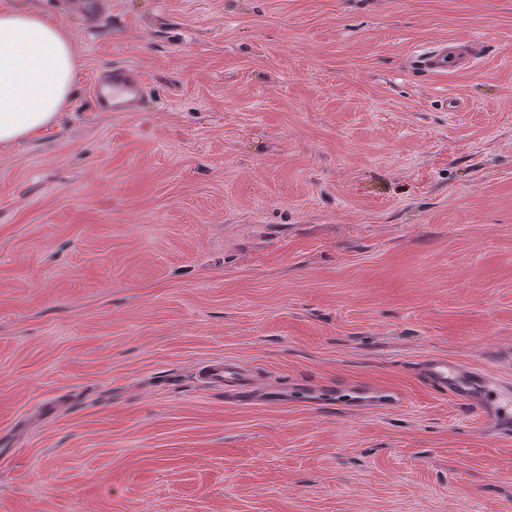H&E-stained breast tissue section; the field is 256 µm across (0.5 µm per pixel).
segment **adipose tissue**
I'll list each match as a JSON object with an SVG mask.
<instances>
[{
  "instance_id": "1",
  "label": "adipose tissue",
  "mask_w": 512,
  "mask_h": 512,
  "mask_svg": "<svg viewBox=\"0 0 512 512\" xmlns=\"http://www.w3.org/2000/svg\"><path fill=\"white\" fill-rule=\"evenodd\" d=\"M76 68L60 23L0 0V149L55 124L69 102Z\"/></svg>"
}]
</instances>
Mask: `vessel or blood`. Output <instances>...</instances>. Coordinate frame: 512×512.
Here are the masks:
<instances>
[{"instance_id": "obj_1", "label": "vessel or blood", "mask_w": 512, "mask_h": 512, "mask_svg": "<svg viewBox=\"0 0 512 512\" xmlns=\"http://www.w3.org/2000/svg\"><path fill=\"white\" fill-rule=\"evenodd\" d=\"M474 58V50L462 51L457 44L450 42L427 48L419 55L418 63L431 74H452L469 68ZM91 90L100 111L134 112L147 95L148 86L139 68L120 65L113 67L110 75L94 76ZM422 370L434 385L449 390L454 397L479 410L492 408L498 398L485 378L450 369L447 360H430ZM197 376L206 388L231 391L249 401L288 395L287 389L269 388L257 373L228 358L209 360L199 368Z\"/></svg>"}]
</instances>
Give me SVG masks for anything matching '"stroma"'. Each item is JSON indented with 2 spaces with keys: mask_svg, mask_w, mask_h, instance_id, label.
<instances>
[{
  "mask_svg": "<svg viewBox=\"0 0 512 512\" xmlns=\"http://www.w3.org/2000/svg\"><path fill=\"white\" fill-rule=\"evenodd\" d=\"M15 2L78 80L0 153V512H512V409L421 373L512 391V0ZM124 64L148 97L99 111ZM213 358L401 402L250 403ZM475 58V49L461 51L455 43H438L424 50L417 62L431 74H452L470 67ZM112 86V99L103 92ZM97 108L103 112H134L148 93L141 70L131 65L112 66L110 75H94L91 82ZM422 370L434 385L439 386L468 405L476 406L482 412L486 409L498 411L493 405L497 401L498 392L491 384L476 373L465 374L448 368L445 359H432L425 363ZM355 399V405H396L399 398L394 394L384 390H371L359 388Z\"/></svg>",
  "mask_w": 512,
  "mask_h": 512,
  "instance_id": "35a3bbf8",
  "label": "stroma"
}]
</instances>
